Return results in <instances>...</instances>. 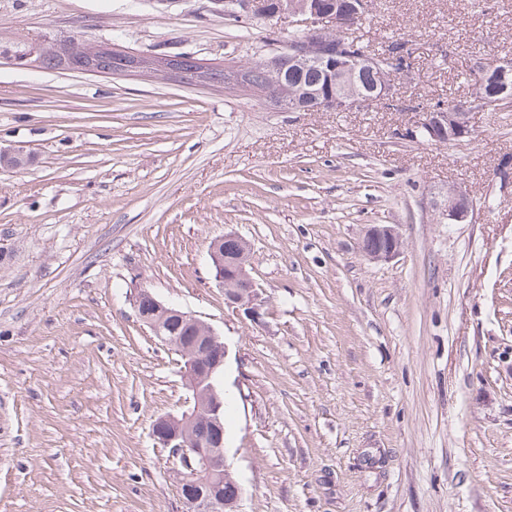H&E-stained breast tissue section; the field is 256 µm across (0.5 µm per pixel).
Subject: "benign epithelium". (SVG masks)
<instances>
[{"label": "benign epithelium", "instance_id": "1", "mask_svg": "<svg viewBox=\"0 0 512 512\" xmlns=\"http://www.w3.org/2000/svg\"><path fill=\"white\" fill-rule=\"evenodd\" d=\"M367 8L366 0H224V19L232 21L249 16L273 23L291 18L300 28L299 37L275 41L276 49L263 58L267 69L276 74L301 70L313 61L320 62L335 74L336 91L323 95L301 87L294 93L282 90L262 92L267 103L282 112H344L373 106H402L396 98L395 81L412 77L413 68L399 57L413 52V44L401 41V50L393 54L396 64L382 70V58L369 57L358 48L357 41L346 39L357 17ZM338 30L341 42L329 46L324 34ZM48 51L43 38L28 39L21 55L6 59L17 66L42 67ZM69 70L96 75L98 71L84 56L66 52ZM376 68L378 81L361 90L355 84L358 68ZM482 78L473 87L469 99L443 105L425 113L417 130L426 131L438 143L461 142L471 135L470 115L475 111L500 110L512 106V60L497 58L477 66ZM497 91H485L486 81ZM224 83L236 89H248L245 71L234 65L224 68ZM3 163L21 166L33 158L23 145L0 146ZM435 208L450 224H466L474 215L469 194L450 187ZM402 246L399 233L391 226H368L361 239V251L372 261H383L397 254ZM214 279L224 288V301L242 311L252 322L262 319V304L249 273L250 250L246 241L234 232H226L210 245ZM134 307L141 321L163 344L179 352L184 359V375L193 394V404L178 414L156 418L151 427L155 443L169 452V462L179 474L181 512H239L243 488L225 461L224 390L215 384L224 371L226 347L217 332L194 315L159 301L149 290H138Z\"/></svg>", "mask_w": 512, "mask_h": 512}]
</instances>
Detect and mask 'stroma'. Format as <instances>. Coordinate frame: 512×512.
I'll return each mask as SVG.
<instances>
[{
  "label": "stroma",
  "mask_w": 512,
  "mask_h": 512,
  "mask_svg": "<svg viewBox=\"0 0 512 512\" xmlns=\"http://www.w3.org/2000/svg\"><path fill=\"white\" fill-rule=\"evenodd\" d=\"M81 31L141 53L240 64L266 22L224 0H0V45ZM354 37H408L401 107L281 112L163 75L0 65V512H179L153 421L183 409L184 361L139 289L227 348V462L241 512H512V112L459 143L408 138L466 98L477 60L512 57V0H371ZM458 186L469 224L433 203ZM400 252L366 259L365 227ZM251 248L253 323L209 247ZM402 246L399 233L391 226L369 225L361 239V251L372 261H383L397 254Z\"/></svg>",
  "instance_id": "35a3bbf8"
}]
</instances>
